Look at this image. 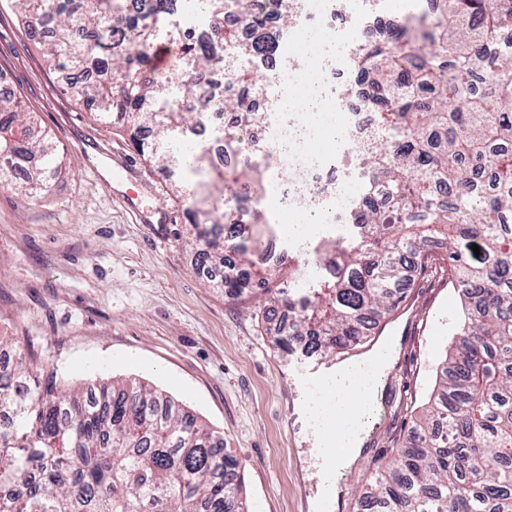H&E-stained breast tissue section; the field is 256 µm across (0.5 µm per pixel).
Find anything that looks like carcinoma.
Listing matches in <instances>:
<instances>
[{
  "label": "carcinoma",
  "instance_id": "carcinoma-1",
  "mask_svg": "<svg viewBox=\"0 0 512 512\" xmlns=\"http://www.w3.org/2000/svg\"><path fill=\"white\" fill-rule=\"evenodd\" d=\"M293 0H199L210 45L170 18L168 0L131 16L127 0H91L80 12L62 0H7L51 70L77 77V104L126 129L144 160L185 171L224 193V242L204 238L195 211L188 238L222 286L237 297L266 287L288 267L293 321L275 336L285 353L304 345L331 358L363 342L407 297L413 274H448L461 315L434 388L411 410L404 444L372 472L358 512H512V41L499 32L512 0H439L416 25L352 52L359 96L374 112L371 143L342 159L357 171L349 223L313 244L327 273L306 274L295 254L266 263L237 225L248 223L242 191L265 193L269 166L248 130L264 119L240 97L216 95L224 163L201 166L186 137L202 113L179 83L150 76L149 52L175 49L180 71L220 85L231 72L262 90L245 66L272 69L294 15ZM232 12L255 39L224 27ZM15 93L0 95V162L38 158L17 188L37 196L60 172L52 136ZM478 245L475 255L472 245ZM450 264L436 262L432 249ZM0 512H248L239 462L220 432L165 392L137 379L72 387L30 352L0 366Z\"/></svg>",
  "mask_w": 512,
  "mask_h": 512
}]
</instances>
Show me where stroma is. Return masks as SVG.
Here are the masks:
<instances>
[{"label": "stroma", "instance_id": "obj_1", "mask_svg": "<svg viewBox=\"0 0 512 512\" xmlns=\"http://www.w3.org/2000/svg\"><path fill=\"white\" fill-rule=\"evenodd\" d=\"M0 75L63 153L40 198L0 185V337L77 384L157 385L223 434L250 512H319L309 394L292 372L317 355L276 348L261 291L230 298L199 274L184 210L219 200L204 198L178 165L150 167L126 131L77 106L63 73L48 70L1 7ZM124 161L137 170L129 183L112 178ZM130 186L138 216L123 202ZM459 312L458 289L424 272L389 319L401 336L396 363L369 411L361 457L338 474L343 492L331 512H353L370 471L395 452L408 428L404 405L430 394Z\"/></svg>", "mask_w": 512, "mask_h": 512}]
</instances>
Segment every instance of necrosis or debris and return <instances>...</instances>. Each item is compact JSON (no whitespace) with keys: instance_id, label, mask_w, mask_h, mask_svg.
I'll use <instances>...</instances> for the list:
<instances>
[{"instance_id":"obj_1","label":"necrosis or debris","mask_w":512,"mask_h":512,"mask_svg":"<svg viewBox=\"0 0 512 512\" xmlns=\"http://www.w3.org/2000/svg\"><path fill=\"white\" fill-rule=\"evenodd\" d=\"M342 0H296L297 21L288 33V53L275 66V92L250 96L254 111L270 113L269 121L254 128V147L271 168L286 171L277 185V201L284 216L306 213L322 223L343 226L350 211L349 188L355 172L333 153H317L315 146L331 130L355 148L369 142L374 130L371 112L351 91L352 73L344 69L336 54L324 46L325 36L348 24L363 31L388 29L396 17L377 14L372 18L353 15L341 8ZM308 80L322 105V117L312 122L284 108L283 83Z\"/></svg>"}]
</instances>
